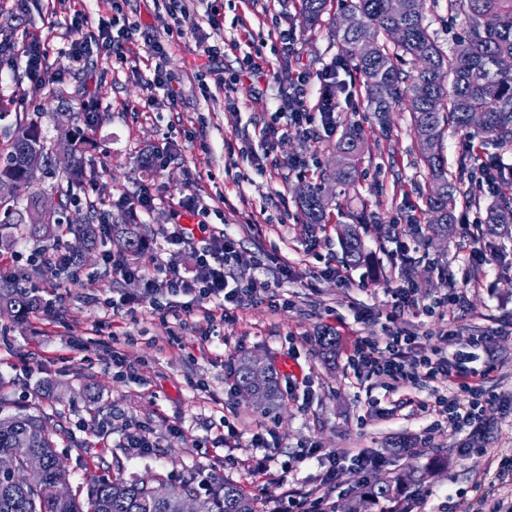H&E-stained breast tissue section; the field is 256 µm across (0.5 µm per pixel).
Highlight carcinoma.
<instances>
[{
  "label": "carcinoma",
  "mask_w": 512,
  "mask_h": 512,
  "mask_svg": "<svg viewBox=\"0 0 512 512\" xmlns=\"http://www.w3.org/2000/svg\"><path fill=\"white\" fill-rule=\"evenodd\" d=\"M328 2L300 0L310 24L322 20ZM345 2V13L354 18L355 25L350 30L338 27L335 33L346 61L360 79V89L376 123L384 125L397 108L410 114L420 161L427 169L426 203L434 214L431 228L437 235H450L458 186L457 179L449 176L441 151L445 129L452 126L472 136L490 137L501 147H512V0H448V13L463 14L470 21L464 33L451 37L453 47L448 51L424 26L423 0H404L399 14L390 11V0ZM393 26L403 30L398 42L386 36ZM402 60L413 65L412 72L400 67ZM474 112L483 114V125H471ZM360 140L354 128L337 144L343 163L334 172L336 183L350 186L357 181ZM49 164L50 147L37 124L24 114H16L7 155L0 163V181L12 186L11 195L0 198V247L9 244L12 230L23 224L36 240H56L55 249L63 237H73L70 251L46 258L47 271L79 261L103 239L127 253L140 250L139 233L133 224H113L108 233H101L92 203L78 224L68 220L54 225L41 223V202L47 193L57 195L65 212L76 202L72 189L81 178L78 169L72 167L57 175L46 190L40 187L38 173ZM326 206L320 187L307 184L300 188L299 207L305 223H326ZM339 230L346 262L354 265L361 258L360 237L350 225ZM486 232L512 237V188L496 195L488 210ZM25 277L24 272L0 277V309H9L18 319L46 307L38 294L22 286ZM235 378L241 392L253 402L265 405L275 401L277 377L273 367H268L259 386L250 360L244 358L237 365ZM1 412L0 400V455L14 457L21 468L34 453L42 457L44 465L33 475L0 474V512H175V504L184 497L195 500L198 512H259L255 501L232 482L203 493L194 474L173 485L161 476L127 481L119 468L110 479L91 478L84 497L77 488L65 498L52 497L47 492L49 486L70 482L68 471L58 467L61 430L56 422L61 414L47 413L40 403L5 416ZM425 477L424 471H409L370 483L353 498L351 510L374 512L378 506L379 512H389L385 504L390 503L395 505L394 512H408L412 498L409 488Z\"/></svg>",
  "instance_id": "1"
}]
</instances>
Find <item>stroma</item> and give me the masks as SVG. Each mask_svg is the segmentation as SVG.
I'll return each mask as SVG.
<instances>
[{"label":"stroma","instance_id":"1","mask_svg":"<svg viewBox=\"0 0 512 512\" xmlns=\"http://www.w3.org/2000/svg\"><path fill=\"white\" fill-rule=\"evenodd\" d=\"M194 21L177 24L164 0H125L126 23L134 28L124 59L90 57L87 64L67 67L63 57L73 37L75 11H85V36H97L98 20L112 17V0H0V38L16 45L38 41L50 73L35 86L26 59L15 55L0 66V111L27 114L56 147L57 168L72 161L60 128L75 122L87 139L82 161L92 176L77 186L80 198L104 200L114 223L136 222L147 252L178 270L201 275L189 248L165 242L172 209L185 198L207 207L208 224L224 229L237 243L240 272L261 261L269 281L289 264L294 278L284 287L292 308L273 306L262 298L243 305L229 323L207 324L205 311L215 298L197 293L174 296L148 291L140 279L114 274L102 243L85 261L70 269L35 278L34 286L53 302L45 313L21 322L0 316V395L19 407L34 400L37 383L53 378L60 397L56 408L66 431L60 458L73 486H84L107 473L113 458H122L123 476L146 479L163 474L177 479L194 472L214 482L234 481L256 500L262 512H277L284 487L308 490L322 469L304 457L316 446L336 452L376 453L386 466L378 478L411 468L434 465L427 481L414 488L412 512H495L512 501V480L498 479L502 458L512 457V416L498 419L480 437L481 449L460 453L467 431L436 428L433 417L415 413L417 402L435 393L455 395L444 383H406L389 388L375 376H355L347 356L360 337L380 339L393 327L423 336L431 349L439 340L436 319L411 316L391 323L390 286L398 281L393 258V225L404 219L403 239L416 257L412 277L428 297L456 290L464 301L455 306L450 323L464 335H485L477 366L493 365L487 390L512 399V238L466 236V224H481L494 198L478 194L472 171H459L467 142L465 132L448 128L442 151L449 171L461 174L455 211L457 229L438 238L428 229L425 199L427 171L420 162L408 113H391L387 128L372 122L357 81L341 71L342 90L328 128L319 143L290 134L273 152L275 165L258 174L247 152L262 153L261 127L271 111L249 102L250 79L239 75L244 53L261 51L273 68L270 88L288 85L294 69L281 63L278 32L292 30L293 57L310 74L303 88L308 107L319 98L318 74L342 49L332 33L335 10L308 27L296 0H188ZM218 5L224 26L213 31L206 15ZM221 45L217 55L198 48L199 37ZM162 41L164 56L150 53ZM297 66V67H298ZM169 85L153 83L155 69ZM239 76L236 92H226L225 78ZM177 102L168 99L169 90ZM96 99V112L85 103ZM361 125L359 178L343 186L328 180L336 168V145L349 127ZM169 147L159 167L146 155ZM296 157L309 161L306 175L290 171ZM322 184L331 197L325 224H308L300 212L296 187ZM149 191L152 211L127 213L123 203ZM479 196L480 207L468 205ZM287 199V211L276 208ZM416 218L407 226L408 218ZM356 224L362 244L358 265L344 260L340 224ZM491 256L486 266L464 257L473 245ZM334 267L336 275L326 274ZM125 303L135 317L114 319L112 306ZM340 331L336 353L321 344L329 318ZM269 361L278 373L279 400L264 407L242 401L233 375L242 357ZM296 389H289V378ZM237 435H226L227 426ZM267 428L274 441L267 453L270 468L257 466L256 449L248 441ZM140 429L150 441L145 453L130 452L127 435ZM290 462L282 474L280 462Z\"/></svg>","mask_w":512,"mask_h":512}]
</instances>
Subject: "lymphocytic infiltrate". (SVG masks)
I'll return each instance as SVG.
<instances>
[{"instance_id": "obj_1", "label": "lymphocytic infiltrate", "mask_w": 512, "mask_h": 512, "mask_svg": "<svg viewBox=\"0 0 512 512\" xmlns=\"http://www.w3.org/2000/svg\"><path fill=\"white\" fill-rule=\"evenodd\" d=\"M343 66L344 60L339 57L322 73L324 91L313 111L309 110L300 94L308 75L303 71L297 73L287 91L282 93L270 122L262 129V140L266 147H274L277 141L293 132L309 135L314 116L326 118L333 114L337 103L332 89L338 83L339 71ZM396 256L400 282L391 290L393 318L404 315L433 318L439 316L441 308L461 304L462 296L456 292L431 302L426 301L422 284L411 276L413 258L405 242H398ZM198 258L208 271L200 285L155 258L136 266L126 265L116 258L112 261V268L121 276L142 279L149 289L163 288L174 296L200 289L221 297L223 304L237 308L272 289L271 283L259 274H250L245 279L234 274L236 243L224 233L210 232L198 252ZM437 335L444 345L455 346L453 356L444 355L441 349L431 354L425 353L416 333L398 329L388 333L381 341L372 338L358 340L348 356V363L354 373L385 379L390 386L405 381L448 382L467 395V403L439 395L434 402L423 405V412L441 418L451 429H466L472 435H480L512 410L505 406L499 396L485 389L484 382L491 372L490 367L477 369L473 366L475 351L482 346L484 339L478 335L462 336L459 329L453 326L439 328ZM327 456L329 465L319 473L317 489L308 492L285 491V505L281 512H333L329 497L323 494L324 489L344 486L356 490L386 464L385 458L378 454L358 453L348 457L332 452Z\"/></svg>"}]
</instances>
